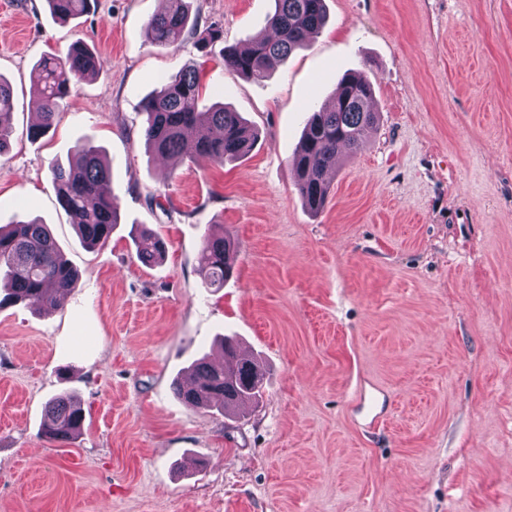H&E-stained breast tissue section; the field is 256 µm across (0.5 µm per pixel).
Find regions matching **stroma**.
Segmentation results:
<instances>
[{
	"label": "stroma",
	"instance_id": "obj_1",
	"mask_svg": "<svg viewBox=\"0 0 512 512\" xmlns=\"http://www.w3.org/2000/svg\"><path fill=\"white\" fill-rule=\"evenodd\" d=\"M329 20L262 82L194 38L150 45L159 0H95L75 22L46 0H0V75L13 136L0 218L48 224L77 269L57 307H0V512H512V0H327ZM275 0H192L200 26L244 45ZM85 41L77 83L30 140L31 73ZM206 64L201 107L256 129L218 166L148 152L140 101ZM366 71L378 126L342 154L322 213L290 168L307 112ZM100 146L120 222L90 250L58 204L50 162ZM167 243L140 263V227ZM230 237L234 273L205 287V235ZM234 336L264 372L258 402L221 415L174 381ZM377 397L370 425L358 395ZM73 396L81 434L40 433Z\"/></svg>",
	"mask_w": 512,
	"mask_h": 512
}]
</instances>
